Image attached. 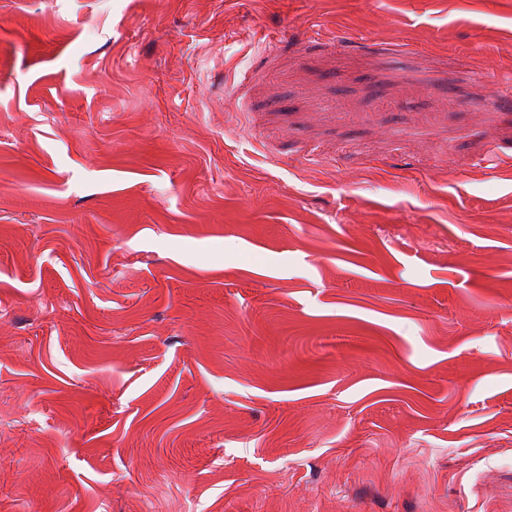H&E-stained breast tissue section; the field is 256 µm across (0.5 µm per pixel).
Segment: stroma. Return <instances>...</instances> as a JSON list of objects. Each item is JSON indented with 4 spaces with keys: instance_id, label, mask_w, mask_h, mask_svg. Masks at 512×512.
Returning <instances> with one entry per match:
<instances>
[{
    "instance_id": "35a3bbf8",
    "label": "stroma",
    "mask_w": 512,
    "mask_h": 512,
    "mask_svg": "<svg viewBox=\"0 0 512 512\" xmlns=\"http://www.w3.org/2000/svg\"><path fill=\"white\" fill-rule=\"evenodd\" d=\"M0 512H512V0H0Z\"/></svg>"
}]
</instances>
